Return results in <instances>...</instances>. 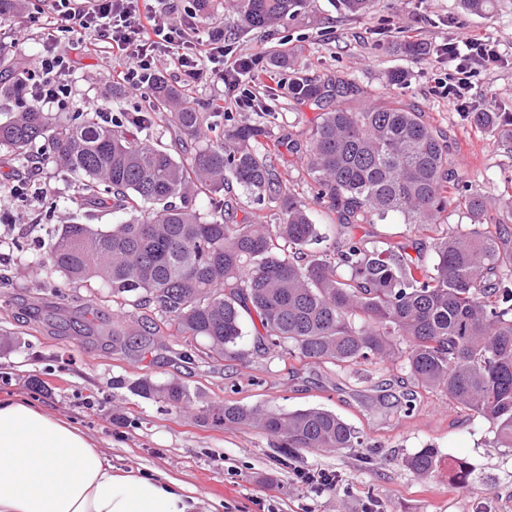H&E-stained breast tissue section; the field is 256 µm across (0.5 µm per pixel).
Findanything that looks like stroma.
I'll return each instance as SVG.
<instances>
[{
  "label": "stroma",
  "instance_id": "35a3bbf8",
  "mask_svg": "<svg viewBox=\"0 0 512 512\" xmlns=\"http://www.w3.org/2000/svg\"><path fill=\"white\" fill-rule=\"evenodd\" d=\"M219 27L224 48L233 53L270 54L289 49L296 67L280 71L276 80L258 74L252 90L272 112V137L293 134L307 139L318 113L288 93L295 71L321 80L330 76L354 82L363 98L390 92L415 107L427 121L450 136L454 159L485 196L502 195L512 179V152L497 133L471 126L449 107L438 83L454 76V67L438 57L435 47L459 32L494 40L503 57L500 65L475 70L471 98L484 94L497 112H512V0H494L485 14L466 10L462 0H373L362 16L345 15L338 0H311L300 15L269 30L248 31L227 0L200 31ZM47 32L26 26L22 17L0 24V55L13 56L12 40L26 54L42 53ZM423 43V55L410 57L403 41ZM75 111L94 105L102 112H133L141 100L122 91L113 96L101 82L105 68L122 69L111 53H71ZM157 70L173 86L188 90L203 111H211L222 85L193 80L169 57ZM404 71L406 81L387 86L390 72ZM297 194L315 213L328 240L334 226L325 224L314 197V183L302 161L277 157ZM29 183L28 199L17 197L16 185ZM70 177L47 162L32 175L10 149L0 147V398L21 395L43 412L66 418L83 430L122 469H159L181 479L204 499L208 512H362L377 500L382 512H512V449L494 448L492 427L473 412L448 404L442 396L421 393L413 412L395 398L414 385L401 362H365L339 367L331 363H284L275 351H258L253 336L242 342L246 362L225 361L202 354L161 328L145 350L127 356L112 348L113 311L105 289L89 291L67 284L44 268L40 258L47 232L78 214L85 224L114 223L110 212L81 207ZM99 300L100 313L87 329L72 325L76 311ZM186 383L198 398L189 409L171 412L161 402L113 387L114 378L134 381L143 376ZM291 411L321 407L352 425L366 445L352 450L301 449L282 455L271 438L255 429L225 430L203 423L198 413L213 401ZM436 448L443 461L467 460L472 466L463 484L449 481L447 470L431 477L414 473L406 458L420 448ZM326 471L337 482L311 491L295 473Z\"/></svg>",
  "mask_w": 512,
  "mask_h": 512
}]
</instances>
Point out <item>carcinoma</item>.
Returning a JSON list of instances; mask_svg holds the SVG:
<instances>
[{
	"instance_id": "obj_1",
	"label": "carcinoma",
	"mask_w": 512,
	"mask_h": 512,
	"mask_svg": "<svg viewBox=\"0 0 512 512\" xmlns=\"http://www.w3.org/2000/svg\"><path fill=\"white\" fill-rule=\"evenodd\" d=\"M247 29L272 26L305 10L310 0H233ZM21 62L0 58V97L22 98ZM294 100L320 110L306 142L274 140L260 125L222 126V112H201L188 92L153 77L150 109L108 116L43 112L30 104L0 121V146L23 164L41 147L78 183L83 204L118 215L106 227L75 220L50 234L43 263L65 281L105 288L110 302L144 311L143 335L120 329L115 347L137 351L164 325L190 346L220 359L242 360L243 315L256 317L263 342L282 360L355 364L403 359L418 389L492 425V447L512 448V247L501 244L492 200L473 188L454 160L449 139L424 115L392 99L353 112L352 82H317L296 73ZM479 128L512 143L511 112H468ZM168 125L193 143L177 158L147 143L148 131ZM305 158L316 200L343 239L309 251L323 236L309 207L270 157L281 148ZM236 182L274 204L277 224H247L226 199ZM211 194L202 216L196 199ZM465 209L475 224L444 229L442 213ZM392 214L428 232L434 253L427 270L423 243L405 239L370 246L355 231ZM114 385L182 410L194 402L183 383L144 377ZM201 419L224 429L255 428L283 454L298 449L364 447L336 413L308 407L284 412L233 401L213 402ZM420 476L439 470L434 448L405 460Z\"/></svg>"
}]
</instances>
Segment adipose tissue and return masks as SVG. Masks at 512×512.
Listing matches in <instances>:
<instances>
[{"mask_svg":"<svg viewBox=\"0 0 512 512\" xmlns=\"http://www.w3.org/2000/svg\"><path fill=\"white\" fill-rule=\"evenodd\" d=\"M0 512H206L167 472L122 471L70 421L0 399Z\"/></svg>","mask_w":512,"mask_h":512,"instance_id":"adipose-tissue-1","label":"adipose tissue"}]
</instances>
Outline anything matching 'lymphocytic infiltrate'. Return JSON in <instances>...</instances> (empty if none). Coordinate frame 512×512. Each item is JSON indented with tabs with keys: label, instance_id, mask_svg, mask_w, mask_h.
I'll return each mask as SVG.
<instances>
[{
	"label": "lymphocytic infiltrate",
	"instance_id": "f902f5d3",
	"mask_svg": "<svg viewBox=\"0 0 512 512\" xmlns=\"http://www.w3.org/2000/svg\"><path fill=\"white\" fill-rule=\"evenodd\" d=\"M42 21L51 31L50 42L25 70L30 103L48 111L62 112L69 107L72 59L61 43L69 33L79 30L93 36L85 43V52L94 53L104 46L125 60L124 69L102 73L103 83L124 82L132 91L143 92L155 57L164 54L196 76L223 84L224 96L215 100V110H223L228 101L242 109L252 107L255 101L250 91L241 90L240 83L258 69L262 56L245 53L225 58L223 31L212 30L207 37H200L195 18L171 22L145 0H47L46 17H29L33 25ZM438 51L453 63L458 75L457 81L441 84V93L456 111H466L471 89L467 74L500 64L502 56L493 41L471 34L449 39L439 45Z\"/></svg>",
	"mask_w": 512,
	"mask_h": 512
}]
</instances>
